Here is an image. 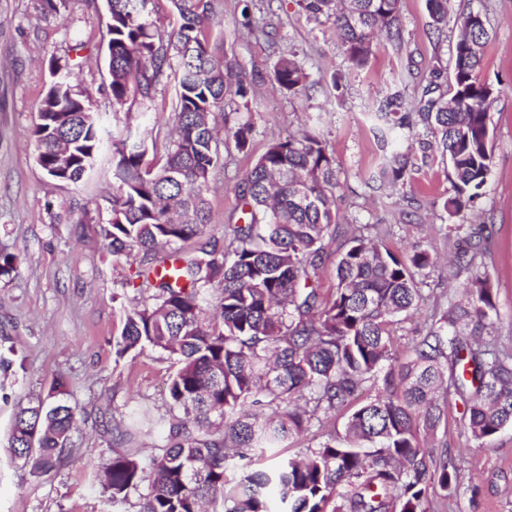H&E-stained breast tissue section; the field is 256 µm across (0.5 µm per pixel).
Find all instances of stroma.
<instances>
[{
    "mask_svg": "<svg viewBox=\"0 0 512 512\" xmlns=\"http://www.w3.org/2000/svg\"><path fill=\"white\" fill-rule=\"evenodd\" d=\"M214 10V30L224 36L228 59L252 84L248 110L257 132L249 154L224 151L211 174L210 234L223 240L244 179L269 140L297 129L304 116L319 117L315 130L336 162L343 217L318 269L327 294L336 286V261L354 227L390 225L386 245L402 258L416 244L441 256L453 250L454 239L440 230L439 206L453 195V185L446 163L434 154L422 158L418 150L423 124L405 134L418 165L412 179L396 188L378 186L371 177L382 151L367 105L395 85L417 102L435 73L452 71L458 17L485 15L492 37L480 78L499 95L490 110L492 173L478 204L489 238L482 268L493 283L499 334L512 345V0H451L441 34L430 23L425 0H401L398 39H381L369 65L348 75L339 89L332 76L346 63L336 30L309 20L298 0H214ZM247 15L254 30L242 25ZM102 27L103 0H80L65 22L42 12L38 0H0V253L20 257L13 272L0 276V355L13 361L10 371H0V512H138L135 491L113 510L93 467L111 458L116 428L130 415L168 412L166 383L174 370L168 355L150 349L134 357L114 353L125 312L140 292L125 286L129 267L112 255L104 235L111 219V153L81 183L69 185L38 166L31 139L53 59L80 60V83L91 93L94 111L107 129L123 128L125 112L114 107L108 88ZM286 52L297 53L312 81L295 99L272 82L273 65ZM175 104L174 83L159 87L154 111L135 121L134 130L167 144ZM468 278L441 265L431 268L424 303L400 325L398 354H405L407 338L425 332L434 306H445ZM60 378L78 424L60 464L41 475L7 453L11 420L18 406L47 399ZM459 419V407L449 405L446 431L426 439L462 452L465 482L438 512H512V428L490 449L471 450Z\"/></svg>",
    "mask_w": 512,
    "mask_h": 512,
    "instance_id": "obj_1",
    "label": "stroma"
}]
</instances>
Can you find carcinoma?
<instances>
[{"label":"carcinoma","instance_id":"1","mask_svg":"<svg viewBox=\"0 0 512 512\" xmlns=\"http://www.w3.org/2000/svg\"><path fill=\"white\" fill-rule=\"evenodd\" d=\"M67 17L78 0H41ZM152 0H104L106 58L113 104L154 109L158 87L176 81L175 137L157 146L127 129L112 136V254L136 265L126 285L153 289L126 312L114 348L122 357L150 347L175 360L167 383L170 419L159 453L145 465L130 448L98 466L107 500L117 506L147 483L139 512H435L436 498L461 486L448 446L425 445L448 420L449 397L463 406L468 440L488 449L512 427V348L497 336L494 288L475 272L483 226L457 244L452 263L471 277L400 360L394 326L424 302L420 276L436 263L418 248L406 260L382 240L354 235L336 264L326 296L316 270L326 237L336 234L340 187L335 160L318 134L302 125L269 141L244 180L236 222L224 245L206 238L209 179L221 161L216 113L225 139L250 151L253 114L231 108L249 93L224 38L213 36L211 0H171V30L151 16ZM450 0H426L431 25L448 24ZM307 16L330 22L344 45L347 71L364 69L382 34H399L400 0H300ZM453 90L441 74L426 86L417 115L428 131L422 153L448 160L454 194L441 202L447 219L475 213L492 172L490 108L495 89L478 79L489 32L478 13L458 20ZM50 84L32 137L41 168L53 180L81 181L94 168L106 131L79 72L49 62ZM273 82L291 98L305 94L309 74L281 55ZM385 154L379 177L411 179L401 151L412 106L398 86L373 103ZM157 153L149 163V152ZM195 242L187 250L184 244ZM219 286L216 313L204 304ZM377 388L356 404L366 386ZM349 412L345 433L323 419ZM77 423L74 408L39 403L14 417L8 451L47 474ZM319 427L317 443L270 467L292 440Z\"/></svg>","mask_w":512,"mask_h":512}]
</instances>
